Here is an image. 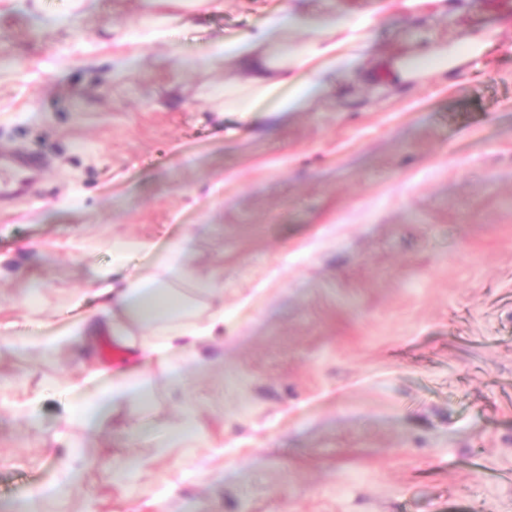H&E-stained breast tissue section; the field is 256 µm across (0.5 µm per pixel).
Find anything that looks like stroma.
<instances>
[{
    "instance_id": "obj_1",
    "label": "stroma",
    "mask_w": 512,
    "mask_h": 512,
    "mask_svg": "<svg viewBox=\"0 0 512 512\" xmlns=\"http://www.w3.org/2000/svg\"><path fill=\"white\" fill-rule=\"evenodd\" d=\"M379 11L365 80L298 112H228L212 61L263 10ZM464 65L410 82L395 59L462 33ZM0 340L100 311L91 284L185 247V287L224 324L158 379L128 440L67 405L115 371L0 354V512H512V0H0ZM116 239L147 240L113 267ZM98 369L88 377V368ZM128 455L139 470L108 463Z\"/></svg>"
}]
</instances>
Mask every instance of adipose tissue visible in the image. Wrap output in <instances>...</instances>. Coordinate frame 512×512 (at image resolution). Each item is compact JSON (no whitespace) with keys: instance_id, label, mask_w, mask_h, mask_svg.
<instances>
[{"instance_id":"obj_1","label":"adipose tissue","mask_w":512,"mask_h":512,"mask_svg":"<svg viewBox=\"0 0 512 512\" xmlns=\"http://www.w3.org/2000/svg\"><path fill=\"white\" fill-rule=\"evenodd\" d=\"M372 23L368 16L355 19L336 12L304 15L282 8L268 13L254 33L225 41L217 51L239 71L235 81L224 85L225 111L293 112L329 94L338 83L359 79L358 52L368 45ZM296 30L308 38L281 61L263 52V45L284 43ZM347 43L357 46V53L344 52ZM459 62L457 50L443 45L393 61L392 72L398 79L413 80L426 70L444 71ZM181 254V246H173L159 273L112 287L99 315L49 339H21L20 347L33 353L67 348L87 355L93 342L108 333L122 347L161 365L170 384H181L183 366L200 364L198 346L224 322L220 306L212 310L208 326L193 320L188 298L174 287L182 278ZM153 387L150 373L117 374L103 391L84 397L78 409L67 410L59 424L67 426L74 417L96 419L109 407L145 411Z\"/></svg>"}]
</instances>
